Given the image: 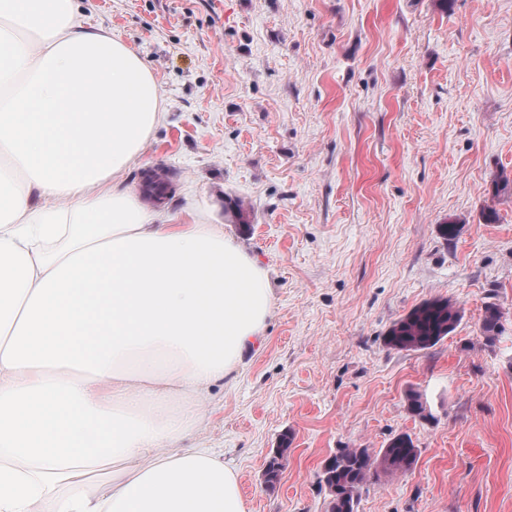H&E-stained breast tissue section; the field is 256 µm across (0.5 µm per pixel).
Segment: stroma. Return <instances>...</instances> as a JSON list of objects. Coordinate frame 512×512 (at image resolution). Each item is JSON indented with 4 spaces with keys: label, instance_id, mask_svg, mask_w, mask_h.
<instances>
[{
    "label": "stroma",
    "instance_id": "35a3bbf8",
    "mask_svg": "<svg viewBox=\"0 0 512 512\" xmlns=\"http://www.w3.org/2000/svg\"><path fill=\"white\" fill-rule=\"evenodd\" d=\"M145 58L159 122L118 175L175 223L220 224L273 306L205 436L248 512H327L323 461L409 434L357 512H512V0H79ZM496 219L486 222L485 212ZM461 231L444 241L439 225ZM462 311L421 351L385 344L427 300ZM503 333L480 332L486 304ZM422 395L430 419L414 416ZM289 436L275 489L266 459ZM419 453L410 436L397 435L384 448L379 465L390 470H408L417 462Z\"/></svg>",
    "mask_w": 512,
    "mask_h": 512
}]
</instances>
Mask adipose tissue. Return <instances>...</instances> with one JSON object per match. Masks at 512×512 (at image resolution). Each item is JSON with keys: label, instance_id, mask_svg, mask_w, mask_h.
Returning a JSON list of instances; mask_svg holds the SVG:
<instances>
[{"label": "adipose tissue", "instance_id": "1", "mask_svg": "<svg viewBox=\"0 0 512 512\" xmlns=\"http://www.w3.org/2000/svg\"><path fill=\"white\" fill-rule=\"evenodd\" d=\"M2 70L34 90L0 85V158L27 170L0 198V512H247L201 432L270 314L264 270L114 183L160 92L74 0H0Z\"/></svg>", "mask_w": 512, "mask_h": 512}]
</instances>
